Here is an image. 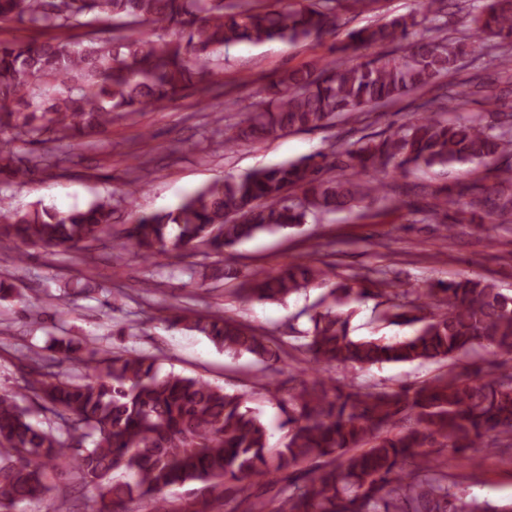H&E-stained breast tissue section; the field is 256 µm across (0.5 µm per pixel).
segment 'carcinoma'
I'll return each instance as SVG.
<instances>
[{"instance_id": "cac0c4a2", "label": "carcinoma", "mask_w": 512, "mask_h": 512, "mask_svg": "<svg viewBox=\"0 0 512 512\" xmlns=\"http://www.w3.org/2000/svg\"><path fill=\"white\" fill-rule=\"evenodd\" d=\"M379 0H0V23L80 30L46 41L0 39V184L28 180L56 166L54 153L33 149L43 136L74 151L103 134L112 120L166 106L224 61V48L243 42L299 43L333 29L339 11L361 14ZM459 0H420L417 12L352 30L336 46L340 57L282 73L263 89L265 100L239 113L222 143L264 142L315 129L339 115L367 116L377 107L433 92L440 103L406 122L355 142L317 152L239 178L204 186L176 209L143 214L125 198L128 227L112 250H132L149 261L207 245L224 256L244 240L308 223L309 218L360 207L394 205L387 184L371 174L477 163L486 182L455 185L418 209L420 222L451 231L458 213L471 220L512 224V112L485 96V117L442 119L462 112L480 94L460 78L461 60L499 69L512 79V0H485L469 19V37L445 33L448 7ZM393 49L352 63L360 49ZM119 208L111 199L59 212L40 206L17 212L0 196V246L15 253L39 245L86 250L106 236ZM203 281L233 282L246 301L282 300L307 288L324 292L297 313L307 318L305 347L316 366L281 406L286 442L269 445L266 424L230 393L207 380L170 372L141 356L96 357L65 336L53 337L51 355L25 372L18 394L0 392V509L53 496V512H74L69 491L53 483L71 465L82 484L98 490L91 512H128L149 499L151 512H213L215 502L244 493L272 473L288 474L285 494L270 512H512L456 490L448 463L428 452L447 448L465 456L473 448L512 453V368L486 377L451 370L414 386L344 391L331 370L383 364L447 363L480 349L512 355V294L487 279L462 277L413 291L381 271L373 277L336 276L327 264L290 263L274 275H240L224 259L199 272ZM386 297L382 319L421 323L401 341L356 340L344 307L356 298ZM164 321L210 339L232 357L280 360L270 339L218 312L173 307ZM81 372L52 371L59 357L81 351ZM196 484L180 508L164 496Z\"/></svg>"}]
</instances>
